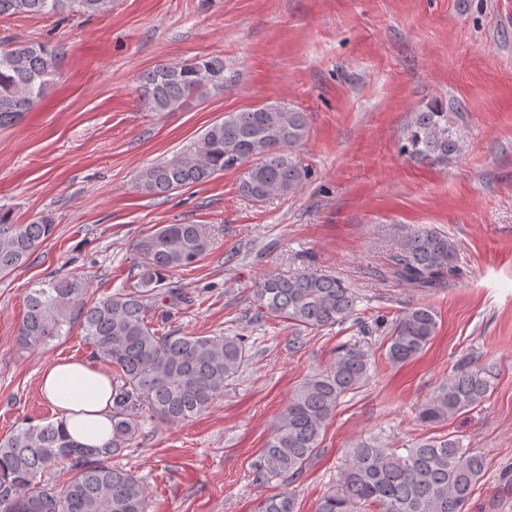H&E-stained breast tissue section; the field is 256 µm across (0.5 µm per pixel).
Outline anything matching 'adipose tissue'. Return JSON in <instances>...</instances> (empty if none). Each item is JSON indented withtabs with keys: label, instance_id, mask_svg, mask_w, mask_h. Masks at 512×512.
<instances>
[{
	"label": "adipose tissue",
	"instance_id": "ef3b65f1",
	"mask_svg": "<svg viewBox=\"0 0 512 512\" xmlns=\"http://www.w3.org/2000/svg\"><path fill=\"white\" fill-rule=\"evenodd\" d=\"M39 392L78 444L103 447L112 436V378L88 361H56L39 378Z\"/></svg>",
	"mask_w": 512,
	"mask_h": 512
}]
</instances>
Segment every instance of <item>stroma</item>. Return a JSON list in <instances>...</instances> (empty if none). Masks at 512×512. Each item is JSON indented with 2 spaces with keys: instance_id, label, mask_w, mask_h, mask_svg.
Segmentation results:
<instances>
[{
  "instance_id": "35a3bbf8",
  "label": "stroma",
  "mask_w": 512,
  "mask_h": 512,
  "mask_svg": "<svg viewBox=\"0 0 512 512\" xmlns=\"http://www.w3.org/2000/svg\"><path fill=\"white\" fill-rule=\"evenodd\" d=\"M44 41L62 52L42 103L0 129V208L16 223L51 216L52 236L0 276V436L55 419L39 376L60 358L92 360L80 323L35 350L16 344L25 296L38 283L80 276L88 298L137 284L134 245L161 224H207L213 241L170 272L188 304L158 303L159 331L243 336L239 376L200 416L175 425L145 417L113 462L141 477L147 512H256L293 491L315 512L345 450L369 437L397 447L455 433L486 471L464 512H512V0H114L104 15L0 17V41ZM218 58L224 85L169 112L143 106L156 65ZM274 102L304 112L298 191L257 203L238 171L155 198L137 191L146 165L172 158L225 113ZM462 134L448 161L400 153L416 113L433 103ZM432 227L458 249L460 273L418 291L392 277L395 234ZM315 267L357 297L344 324L307 330L268 318L253 298L268 273ZM426 305L435 338L416 361L385 359L393 322ZM368 343V384L343 397L317 455L293 483L254 481L274 424L337 345ZM495 375L482 408L422 426L418 406L459 366Z\"/></svg>"
}]
</instances>
